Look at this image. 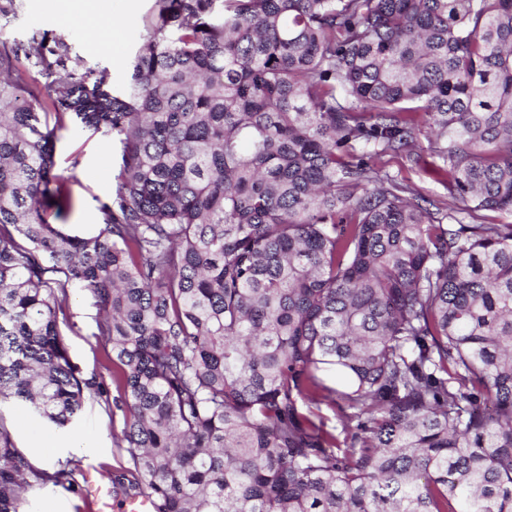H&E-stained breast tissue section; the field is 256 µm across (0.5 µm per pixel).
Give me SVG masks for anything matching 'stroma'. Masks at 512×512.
<instances>
[{
	"label": "stroma",
	"mask_w": 512,
	"mask_h": 512,
	"mask_svg": "<svg viewBox=\"0 0 512 512\" xmlns=\"http://www.w3.org/2000/svg\"><path fill=\"white\" fill-rule=\"evenodd\" d=\"M53 0H21L18 17L5 28H0L1 39H22L33 29L41 28L70 39L95 70L106 71L114 87L128 84L132 60L138 48L142 18L149 12L154 0H70L72 13L101 11L111 16L119 28V35L109 48L91 47L92 33L83 25L63 24L51 9ZM118 153L109 147L101 134L71 126L57 134L55 161L69 194V203L63 206L54 222L64 232L85 235L102 222L101 201L112 192V176L116 170ZM384 168L414 195L439 203L450 202L446 183L401 156H387ZM99 310L90 294L78 287L67 290L63 311L59 315V329L83 378L101 384L102 393H88L79 419L71 426L58 429L34 418L29 413L7 405L0 408L14 444L22 451L32 446L31 432L50 438L59 453L58 467L72 472L71 484L34 486L29 495L30 512H95L85 496L86 478L94 476L110 490L112 512H125L127 501L136 497L132 476L133 466L124 449L117 443L122 435L126 415L107 390L112 386L111 346L100 336ZM90 438L92 448L78 450L81 438Z\"/></svg>",
	"instance_id": "35a3bbf8"
}]
</instances>
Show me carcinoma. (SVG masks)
I'll list each match as a JSON object with an SVG mask.
<instances>
[{
	"mask_svg": "<svg viewBox=\"0 0 512 512\" xmlns=\"http://www.w3.org/2000/svg\"><path fill=\"white\" fill-rule=\"evenodd\" d=\"M154 2L120 89L0 42V406L63 428L99 390L59 330L78 286L153 512H512V223L377 165L423 136L465 213L512 215V0ZM73 122L120 155L89 237L47 219ZM68 477L0 415V512Z\"/></svg>",
	"mask_w": 512,
	"mask_h": 512,
	"instance_id": "carcinoma-1",
	"label": "carcinoma"
}]
</instances>
